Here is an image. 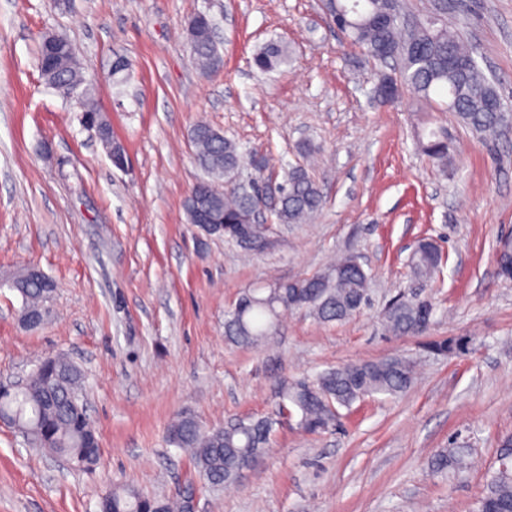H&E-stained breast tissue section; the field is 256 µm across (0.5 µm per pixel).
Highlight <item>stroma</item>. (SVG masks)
Returning <instances> with one entry per match:
<instances>
[{
	"label": "stroma",
	"mask_w": 512,
	"mask_h": 512,
	"mask_svg": "<svg viewBox=\"0 0 512 512\" xmlns=\"http://www.w3.org/2000/svg\"><path fill=\"white\" fill-rule=\"evenodd\" d=\"M200 13L216 22L222 57L207 72L186 37ZM443 20L512 103V0H448ZM48 32L71 43L124 167L78 100L42 78ZM271 41L293 60L263 74L252 56ZM119 56L130 70L117 87ZM380 70L336 31L324 0H0V280L35 265L55 284L35 328L19 294L0 287V381L67 354L101 448L78 468L0 424V512H98L125 485L150 497L191 488L197 512H473L512 435V281L496 264L512 239V132L492 148L413 95L377 105ZM200 120L278 176L310 145L325 199L315 221L273 225L249 257L188 223L184 201L205 178L191 141ZM439 125L444 170L418 148ZM422 238L446 256L431 282L407 267ZM347 254L372 275L360 315L323 324L288 311L266 347L225 341L224 314L242 292ZM413 293L434 305L427 335H387L385 305ZM450 338L467 352L427 347ZM395 355L416 366L406 393L365 398L316 433L293 419L276 426L262 459L222 491L169 442L178 415L206 428L273 417L281 380ZM455 446L468 448L467 467L433 473L432 455Z\"/></svg>",
	"instance_id": "obj_1"
}]
</instances>
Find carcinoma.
Wrapping results in <instances>:
<instances>
[{
	"mask_svg": "<svg viewBox=\"0 0 512 512\" xmlns=\"http://www.w3.org/2000/svg\"><path fill=\"white\" fill-rule=\"evenodd\" d=\"M401 0H326L325 9L336 27L366 57L391 66L397 77L382 73L377 85L388 86L392 101L405 92L426 100L447 99L449 111L456 113L465 127L481 139H494L507 124L494 104L503 98L494 83L478 65L448 26L438 25L446 4L437 3V16L418 21L413 33L404 29ZM196 64L211 69L219 56L211 24L194 21L187 28ZM288 47L268 43L253 54V64L266 73L288 63ZM41 75L52 87L65 85L77 90L83 84L78 60L63 49L54 60L43 65ZM96 129L110 153L122 152L112 141L109 125L96 119ZM196 159L211 176L205 207L213 224H251L258 245L266 247V224H253L256 200L235 190L242 163L247 162L262 174L268 161L259 155H245L233 141L211 125L200 122L191 131ZM420 150L439 167L448 164V135L441 128L429 131L419 140ZM284 192L271 210L275 224H304L324 205L323 194L308 168L298 164L283 177ZM441 247L432 239L420 240L409 256L414 277L431 280L440 272ZM364 268L353 255H344L326 270L269 288L244 292L225 314V339L238 346L260 347L271 336L284 311L300 310L322 323L344 322L359 315L369 303V282ZM15 291L22 298L23 313L44 315V301L54 283L43 273L25 267L14 275ZM434 307L427 298L400 296L382 314L383 327L393 336H420L432 323ZM415 367L405 358L367 360L325 370L311 379L283 380L279 385L281 416L299 417L298 425L309 433L317 432L338 418V409L350 408L369 396H396L406 392L414 379ZM82 371L65 355L58 354L38 363L24 386L0 393V413L26 429L33 444L65 456L78 467L89 466L99 457V439L81 400ZM269 419H239L228 426L204 429L191 416L176 419L169 440L190 451L197 472L214 488L238 482L242 470L265 452L273 432ZM468 450L446 448L436 453L430 466L435 473L459 470L466 465ZM498 467L487 480L476 512H512V436L501 440ZM186 512L180 495L168 498L145 496L130 488H116L102 497L100 512Z\"/></svg>",
	"mask_w": 512,
	"mask_h": 512,
	"instance_id": "1",
	"label": "carcinoma"
}]
</instances>
